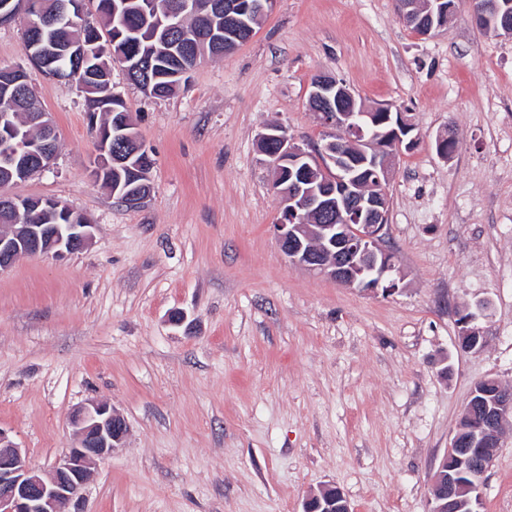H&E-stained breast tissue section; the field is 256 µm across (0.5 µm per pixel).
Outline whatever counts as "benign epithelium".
<instances>
[{"label": "benign epithelium", "mask_w": 512, "mask_h": 512, "mask_svg": "<svg viewBox=\"0 0 512 512\" xmlns=\"http://www.w3.org/2000/svg\"><path fill=\"white\" fill-rule=\"evenodd\" d=\"M402 20L419 35L431 36L448 25L453 2L436 0L427 15L414 9L410 0H397ZM477 27L497 23L498 34L512 39V19L497 0H470ZM21 7L31 17V29L40 27L42 0H23ZM310 110L324 129L319 142L300 145L286 127L269 125L259 141L274 145L273 187L281 197V216L273 225L276 240L289 261L316 271L347 288L382 290L399 288L392 276L394 256L383 246L388 199L378 190L388 176L402 134L413 131L401 112L380 104H357L354 94L338 79L320 74ZM396 118H391V115ZM56 153L44 149L33 155L28 141L4 136L0 159L36 163L37 171L51 167ZM112 167V151L99 149L98 165L91 169L94 180ZM146 185L124 188L118 199L131 206L143 202ZM94 225L11 224L0 233V272L21 256L51 255L56 258L86 248L93 239ZM475 316L459 321L458 346L464 353H478L485 337L472 325ZM512 416V388L495 378L477 382L463 410V423L453 432L447 453L431 476L429 512H482V488L465 485L449 466L451 458L466 464L478 477L496 455L504 421ZM76 430L74 447L60 456L53 471L45 475L32 467L20 449L0 428V512H70L78 509L89 470L97 461L123 446L128 426L125 419L103 401L91 400L70 417ZM353 512L334 483L303 503V512Z\"/></svg>", "instance_id": "1"}]
</instances>
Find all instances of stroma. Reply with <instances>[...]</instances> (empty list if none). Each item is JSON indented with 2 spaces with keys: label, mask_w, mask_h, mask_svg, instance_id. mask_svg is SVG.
I'll use <instances>...</instances> for the list:
<instances>
[{
  "label": "stroma",
  "mask_w": 512,
  "mask_h": 512,
  "mask_svg": "<svg viewBox=\"0 0 512 512\" xmlns=\"http://www.w3.org/2000/svg\"><path fill=\"white\" fill-rule=\"evenodd\" d=\"M321 73L414 127L384 186L390 295L291 264L273 233L258 135L320 141ZM29 75L59 149L4 193L59 200L94 230L82 251L0 274V428L22 454L50 472L75 444L73 410L102 400L128 434L92 467L81 512H302L330 482L355 512H428L474 384L512 386V39L473 27L465 4L423 39L396 0H277L170 96L113 64L153 160L133 208L90 175L79 85ZM482 300L487 344L467 354L457 320ZM482 491L483 512H512V420Z\"/></svg>",
  "instance_id": "stroma-1"
}]
</instances>
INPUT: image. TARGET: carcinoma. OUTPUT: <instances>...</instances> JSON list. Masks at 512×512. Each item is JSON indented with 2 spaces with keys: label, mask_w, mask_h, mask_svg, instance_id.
Returning <instances> with one entry per match:
<instances>
[{
  "label": "carcinoma",
  "mask_w": 512,
  "mask_h": 512,
  "mask_svg": "<svg viewBox=\"0 0 512 512\" xmlns=\"http://www.w3.org/2000/svg\"><path fill=\"white\" fill-rule=\"evenodd\" d=\"M174 4L176 0H96V11L104 20L99 53L91 55L80 75L74 81L87 95L90 116L101 115L95 135L108 139L112 153L123 162L112 164V173L103 178L106 187H124L133 177L137 158H128L131 148L113 138V123L125 111L123 101L112 92L111 64L125 58L135 66L132 81L143 91L163 97L174 92L187 80L185 71L193 61L176 59L168 52V44L175 40L170 28L155 11L154 2ZM60 0H43L45 21L41 25L40 44L29 64L46 76L72 75L74 63L67 49L87 38L94 28L84 18H70L63 14ZM197 9L184 19L183 29L199 36H212L218 46H224V0H195ZM8 80L0 75V113H11L13 132L30 143H42L43 133L34 123V113L40 111L33 87L28 85L14 93L7 88ZM22 220L28 224H79L84 215L78 212L64 216L56 214L47 202L26 198L18 202Z\"/></svg>",
  "instance_id": "cac0c4a2"
}]
</instances>
